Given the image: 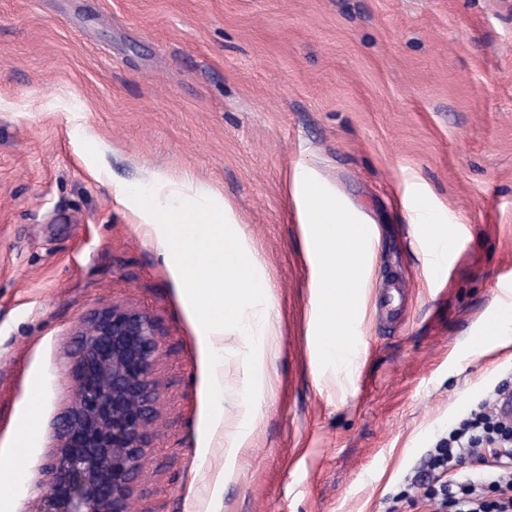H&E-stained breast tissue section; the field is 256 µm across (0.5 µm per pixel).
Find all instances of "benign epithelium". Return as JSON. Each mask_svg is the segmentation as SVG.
<instances>
[{"label":"benign epithelium","instance_id":"benign-epithelium-1","mask_svg":"<svg viewBox=\"0 0 512 512\" xmlns=\"http://www.w3.org/2000/svg\"><path fill=\"white\" fill-rule=\"evenodd\" d=\"M76 386L50 421L54 444L30 512H131L159 416L163 333L148 314L112 306L72 335Z\"/></svg>","mask_w":512,"mask_h":512}]
</instances>
